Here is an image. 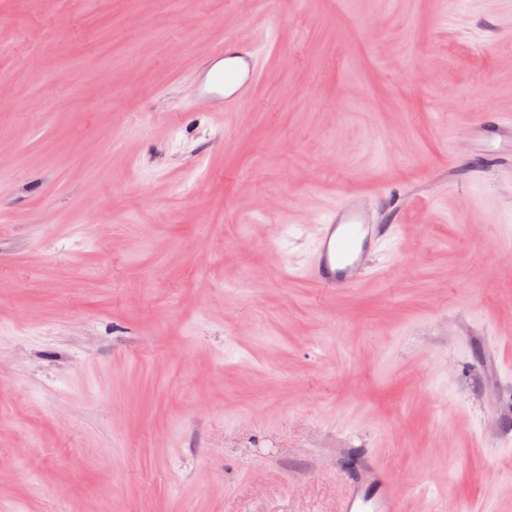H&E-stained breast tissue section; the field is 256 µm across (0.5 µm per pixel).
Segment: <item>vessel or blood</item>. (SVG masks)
Returning <instances> with one entry per match:
<instances>
[{
	"label": "vessel or blood",
	"mask_w": 512,
	"mask_h": 512,
	"mask_svg": "<svg viewBox=\"0 0 512 512\" xmlns=\"http://www.w3.org/2000/svg\"><path fill=\"white\" fill-rule=\"evenodd\" d=\"M214 61L236 59L240 73L234 77L204 69L199 89L224 111L236 110L248 97L256 79V56L246 43L229 38L217 49ZM393 227L378 223L365 198L350 196L327 210L316 251L305 276L327 292L358 287L370 271L369 258L377 243L391 237ZM341 512H397L390 484L383 479L357 482L350 488Z\"/></svg>",
	"instance_id": "obj_1"
}]
</instances>
